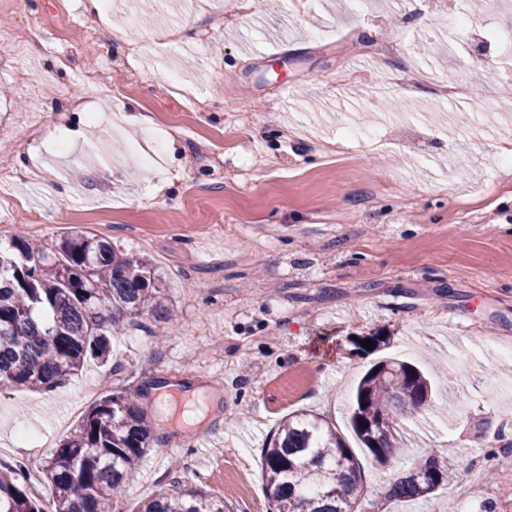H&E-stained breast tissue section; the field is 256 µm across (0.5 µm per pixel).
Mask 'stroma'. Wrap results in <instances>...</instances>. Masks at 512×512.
Instances as JSON below:
<instances>
[{"label":"stroma","mask_w":512,"mask_h":512,"mask_svg":"<svg viewBox=\"0 0 512 512\" xmlns=\"http://www.w3.org/2000/svg\"><path fill=\"white\" fill-rule=\"evenodd\" d=\"M154 0L117 18L91 19L86 0H29L27 13L57 33L65 54H29L0 72V242L17 230L51 245L79 231L148 259L176 317L164 341L150 318L112 338L107 365L89 363L52 393L0 389V459L32 468L31 496L48 499L39 468L81 421L85 385L144 388L156 439L116 512H134L172 480L223 498L229 512H270L261 450L284 415L311 411L345 427L353 390L378 359L432 371L433 412L406 420L399 458L377 463L362 448L358 512H501L512 498V0H487L475 42L467 0L439 14L424 0ZM224 26L212 23L215 11ZM405 37L385 64L364 44ZM444 57L425 55L426 44ZM139 73L129 82L128 67ZM108 76L106 86L86 81ZM178 72L180 82L169 78ZM467 74L470 96L436 98L438 83ZM408 74L409 96L389 78ZM206 99L195 112L190 97ZM178 119L181 134L120 123L124 112ZM47 117L52 136L29 141ZM237 129L233 146L222 132ZM416 129L419 147L404 139ZM355 129L358 139L346 138ZM212 142L222 171L204 164ZM386 336L380 350L352 340ZM315 383L294 394L301 373ZM458 383L448 391L447 378ZM201 385L206 410L182 441L176 416L158 410L152 384ZM452 458L429 500L388 501L394 478L428 450ZM478 473L481 491L459 500Z\"/></svg>","instance_id":"obj_1"}]
</instances>
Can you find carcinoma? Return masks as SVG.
I'll list each match as a JSON object with an SVG mask.
<instances>
[{
	"label": "carcinoma",
	"mask_w": 512,
	"mask_h": 512,
	"mask_svg": "<svg viewBox=\"0 0 512 512\" xmlns=\"http://www.w3.org/2000/svg\"><path fill=\"white\" fill-rule=\"evenodd\" d=\"M165 290L144 258L86 234H68L48 248L18 232L0 245V386L53 392L91 361L106 363L112 333L153 317L162 340L172 321ZM431 405V386L407 362L380 361L359 382L350 426L373 457L386 463L402 448V420ZM155 440L137 395L114 388L92 403L82 421L40 474L53 490L42 505L31 497L23 463L0 462V512H112ZM426 469L410 467L390 485L388 498L427 497L447 477L435 452ZM274 512H355L362 476L336 428L297 411L283 418L261 455ZM136 512H225L224 500L200 486L172 481L141 501Z\"/></svg>",
	"instance_id": "obj_1"
}]
</instances>
